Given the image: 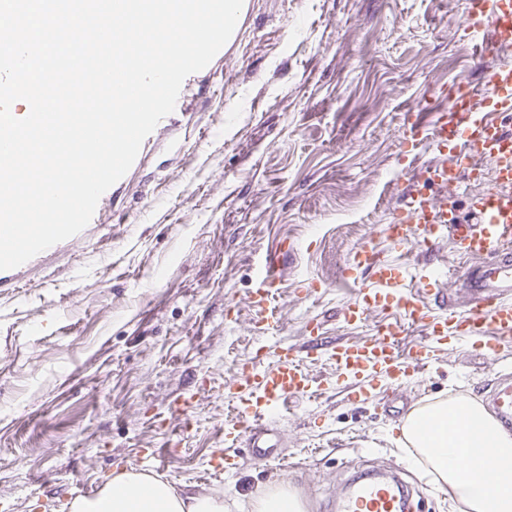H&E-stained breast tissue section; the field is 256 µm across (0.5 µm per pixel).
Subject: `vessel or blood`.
<instances>
[{
    "label": "vessel or blood",
    "instance_id": "vessel-or-blood-1",
    "mask_svg": "<svg viewBox=\"0 0 512 512\" xmlns=\"http://www.w3.org/2000/svg\"><path fill=\"white\" fill-rule=\"evenodd\" d=\"M468 17L479 40L472 47L475 66L484 74L482 82L464 79L448 94L444 114L426 125L409 121L403 142L415 147L430 141L440 157L422 166L414 176L394 224L386 231L389 240L406 253H432L442 236H451L460 258L469 267L458 278L467 287L469 308L457 311L452 299H441L430 307L419 295L404 289L394 268L381 261L370 247H362L354 267L344 268L345 278L355 272L369 274L374 290L362 294L344 314L346 321L362 318L377 301L378 286L392 289V301L401 319L378 329L375 335L356 343L329 345L319 326H312L309 351L328 357L338 369L353 375L351 394L366 393L374 377L386 380L417 371L432 350L440 345L455 347L463 341L484 344L494 353L499 338L512 335V132L504 130L498 115L512 112V60L500 56L512 46V0H469ZM491 160L494 186L468 205L475 223L461 219L457 201L465 182L483 174V160ZM491 265L477 267L481 258ZM281 256L266 260L262 289L248 298L254 312L255 330L272 361L245 365L225 389L235 418L224 428L222 463L235 457L238 443L249 445L252 459L260 464L278 462L274 448L262 444L271 421L288 401L318 396L319 389L306 372L299 350L277 340L279 322L268 314L271 291L281 279ZM421 328L423 336L412 348H403L399 338L404 322ZM495 414L512 421V388L501 387L492 395ZM409 494L395 476L359 482L339 503V512H408Z\"/></svg>",
    "mask_w": 512,
    "mask_h": 512
}]
</instances>
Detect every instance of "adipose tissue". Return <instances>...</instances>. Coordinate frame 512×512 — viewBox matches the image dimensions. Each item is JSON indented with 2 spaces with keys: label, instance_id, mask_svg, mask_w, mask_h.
<instances>
[{
  "label": "adipose tissue",
  "instance_id": "adipose-tissue-1",
  "mask_svg": "<svg viewBox=\"0 0 512 512\" xmlns=\"http://www.w3.org/2000/svg\"><path fill=\"white\" fill-rule=\"evenodd\" d=\"M400 431L414 448L413 465L433 474L465 512H512V433L480 402L465 396L436 401L412 410ZM464 448L478 456L467 467L460 462ZM72 512H224V502L180 495L168 482L125 468L98 498L74 503Z\"/></svg>",
  "mask_w": 512,
  "mask_h": 512
}]
</instances>
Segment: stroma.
<instances>
[{"label": "stroma", "mask_w": 512, "mask_h": 512, "mask_svg": "<svg viewBox=\"0 0 512 512\" xmlns=\"http://www.w3.org/2000/svg\"><path fill=\"white\" fill-rule=\"evenodd\" d=\"M466 0H246L237 32L189 75L182 111L143 141L89 224L23 265L0 270V507L70 512L113 470L155 471L187 494L253 512L251 491L299 489L307 512H334L350 477L400 471L420 512H460L411 468L397 424L413 408L512 385V336L495 356L477 347L435 355L421 370L347 400L334 362L308 359L324 384L271 426L282 465L213 474L231 412L224 388L259 353L248 310L264 259L286 250L271 306L282 338L305 349L309 321L326 336L374 335L390 310L342 312L359 287L341 271L362 245L413 266L385 228L402 185L436 154L401 132L418 107L437 110L460 79L477 78ZM428 263L458 309L453 245ZM318 283V292L308 290ZM203 394H196L198 385ZM195 396L189 426L172 413ZM145 448H172L163 469Z\"/></svg>", "instance_id": "stroma-1"}]
</instances>
